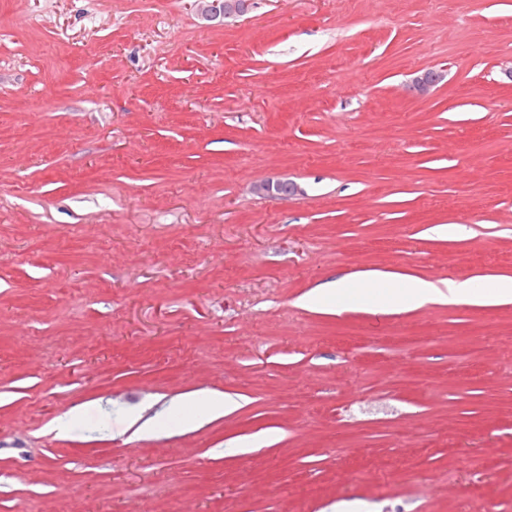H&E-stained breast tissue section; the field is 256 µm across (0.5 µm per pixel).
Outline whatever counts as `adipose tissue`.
Masks as SVG:
<instances>
[{"label":"adipose tissue","mask_w":512,"mask_h":512,"mask_svg":"<svg viewBox=\"0 0 512 512\" xmlns=\"http://www.w3.org/2000/svg\"><path fill=\"white\" fill-rule=\"evenodd\" d=\"M431 300L464 301L470 304L512 301V277L499 276L490 284L477 280L432 282L377 272L361 274L357 282L339 278L321 284L307 298L310 306L329 313L352 301L375 312L415 309Z\"/></svg>","instance_id":"adipose-tissue-1"}]
</instances>
